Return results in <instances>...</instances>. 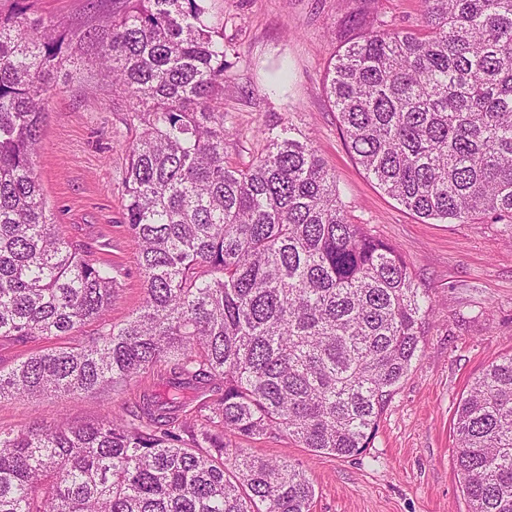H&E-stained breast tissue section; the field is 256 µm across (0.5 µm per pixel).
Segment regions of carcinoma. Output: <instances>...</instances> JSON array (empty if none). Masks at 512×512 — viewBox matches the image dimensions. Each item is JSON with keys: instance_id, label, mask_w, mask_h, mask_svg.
Wrapping results in <instances>:
<instances>
[{"instance_id": "carcinoma-1", "label": "carcinoma", "mask_w": 512, "mask_h": 512, "mask_svg": "<svg viewBox=\"0 0 512 512\" xmlns=\"http://www.w3.org/2000/svg\"><path fill=\"white\" fill-rule=\"evenodd\" d=\"M421 29L359 30L326 93L349 152L423 220L483 215L512 239V0H423ZM77 43L125 98L124 223L141 306L110 322L112 268L47 214L36 173L50 80L72 41L0 15V338L100 333L0 372V398L162 393L96 423L0 428V512H311L313 483L224 443L286 433L317 455L369 448L433 310L400 250L349 221L335 175L291 124L228 160L224 19L210 0H123ZM213 398L184 414L187 394ZM469 512H512V355L456 411Z\"/></svg>"}]
</instances>
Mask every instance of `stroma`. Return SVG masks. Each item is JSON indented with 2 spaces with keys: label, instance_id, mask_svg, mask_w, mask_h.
<instances>
[{
  "label": "stroma",
  "instance_id": "obj_1",
  "mask_svg": "<svg viewBox=\"0 0 512 512\" xmlns=\"http://www.w3.org/2000/svg\"><path fill=\"white\" fill-rule=\"evenodd\" d=\"M27 23L81 32L94 25L88 0H25ZM227 48L224 126L232 162H249L260 129L292 124L336 175L352 223L396 245L434 311L423 350L397 387L377 433L359 456L317 455L288 434L229 437L252 456L299 464L315 486L312 512H467L455 463V409L476 377L512 353V245L498 225L422 220L386 195L348 151L325 76L353 34L351 21L389 29L422 24V0H213ZM46 102L37 173L54 223L90 259L116 269L108 313L124 322L143 298L138 243L128 232L122 143L133 139L125 101L103 82L92 53L73 49L55 72ZM147 373L110 390L0 399V427L94 422L134 406Z\"/></svg>",
  "mask_w": 512,
  "mask_h": 512
}]
</instances>
